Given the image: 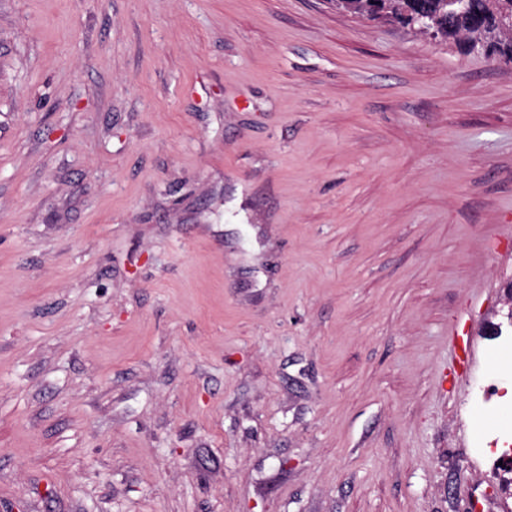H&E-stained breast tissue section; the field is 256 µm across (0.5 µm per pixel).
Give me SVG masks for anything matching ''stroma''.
<instances>
[{
  "mask_svg": "<svg viewBox=\"0 0 512 512\" xmlns=\"http://www.w3.org/2000/svg\"><path fill=\"white\" fill-rule=\"evenodd\" d=\"M512 63L334 0H0V512H512Z\"/></svg>",
  "mask_w": 512,
  "mask_h": 512,
  "instance_id": "obj_1",
  "label": "stroma"
}]
</instances>
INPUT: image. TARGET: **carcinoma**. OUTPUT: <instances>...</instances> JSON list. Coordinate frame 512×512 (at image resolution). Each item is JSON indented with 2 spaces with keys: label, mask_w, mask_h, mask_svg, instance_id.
<instances>
[{
  "label": "carcinoma",
  "mask_w": 512,
  "mask_h": 512,
  "mask_svg": "<svg viewBox=\"0 0 512 512\" xmlns=\"http://www.w3.org/2000/svg\"><path fill=\"white\" fill-rule=\"evenodd\" d=\"M338 7L372 19L397 20L436 35L452 36L472 49L492 50L512 62V0H476V9L453 0H336Z\"/></svg>",
  "instance_id": "1"
}]
</instances>
